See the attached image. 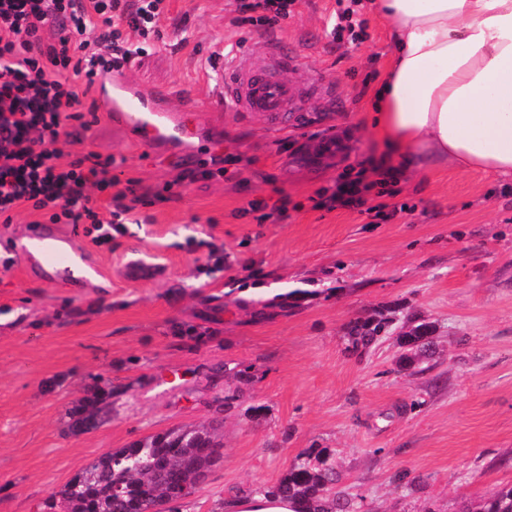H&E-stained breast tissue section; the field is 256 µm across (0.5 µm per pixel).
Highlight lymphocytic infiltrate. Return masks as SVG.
<instances>
[{
  "label": "lymphocytic infiltrate",
  "instance_id": "1",
  "mask_svg": "<svg viewBox=\"0 0 512 512\" xmlns=\"http://www.w3.org/2000/svg\"><path fill=\"white\" fill-rule=\"evenodd\" d=\"M165 0H0V219L22 210L52 224L84 225L92 244H111L137 206L168 202L171 185L119 181L113 159L94 151L66 157L61 142L80 143L95 111L97 59L113 67L162 41ZM234 26L269 30L290 15L296 0H236ZM401 167L369 159L367 169L339 175L317 189L314 208L333 211L369 205L389 220Z\"/></svg>",
  "mask_w": 512,
  "mask_h": 512
}]
</instances>
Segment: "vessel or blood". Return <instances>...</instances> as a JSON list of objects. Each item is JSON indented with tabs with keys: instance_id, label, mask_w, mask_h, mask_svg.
Listing matches in <instances>:
<instances>
[{
	"instance_id": "vessel-or-blood-1",
	"label": "vessel or blood",
	"mask_w": 512,
	"mask_h": 512,
	"mask_svg": "<svg viewBox=\"0 0 512 512\" xmlns=\"http://www.w3.org/2000/svg\"><path fill=\"white\" fill-rule=\"evenodd\" d=\"M207 80L212 85V107L251 112L272 126L301 115L307 92H327L326 85L305 70L297 55L284 52L277 39L267 36L223 55ZM171 98L169 89L136 82L126 66L105 74L97 91L100 112L144 145L197 151L204 130L191 120L189 110L174 107ZM20 254L49 282L83 281L100 274L95 263L74 250L72 236L55 224L34 225Z\"/></svg>"
}]
</instances>
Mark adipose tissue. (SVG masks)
Here are the masks:
<instances>
[{
    "label": "adipose tissue",
    "mask_w": 512,
    "mask_h": 512,
    "mask_svg": "<svg viewBox=\"0 0 512 512\" xmlns=\"http://www.w3.org/2000/svg\"><path fill=\"white\" fill-rule=\"evenodd\" d=\"M394 53L371 122L391 159L512 179V0H374Z\"/></svg>",
    "instance_id": "ef3b65f1"
}]
</instances>
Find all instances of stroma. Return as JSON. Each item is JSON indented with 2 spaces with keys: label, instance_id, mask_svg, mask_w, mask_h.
<instances>
[{
  "label": "stroma",
  "instance_id": "stroma-1",
  "mask_svg": "<svg viewBox=\"0 0 512 512\" xmlns=\"http://www.w3.org/2000/svg\"><path fill=\"white\" fill-rule=\"evenodd\" d=\"M334 7L297 0L274 30L333 89L313 99L317 121L273 131L245 112L199 113L237 177L178 184L208 154L148 150L102 115L84 142L64 144L112 155L119 180L177 185V199L138 207L111 247L80 237L103 278L46 283L12 249L37 214L0 223V512H40L101 455L201 425L219 426L222 458L167 512H221L321 449L363 512H462L512 485V180L437 163L403 173L395 201L413 210L386 223L312 209L315 190L383 153L368 117L390 22L363 0L367 39L338 45ZM234 8L170 0L165 43L133 61L134 79L172 88L178 103L204 101L208 57L260 35L231 25ZM180 26L189 46L179 51ZM332 135L348 139L344 159L300 163L303 145ZM283 193L301 205L287 220L240 216L248 200ZM138 257L155 271L131 277ZM358 317L389 332L355 352L347 332ZM422 322L431 344L402 362L400 336ZM96 394L108 417L74 432L72 410Z\"/></svg>",
  "mask_w": 512,
  "mask_h": 512
}]
</instances>
